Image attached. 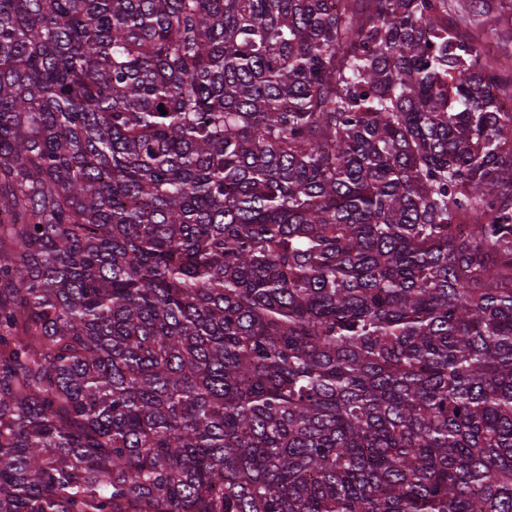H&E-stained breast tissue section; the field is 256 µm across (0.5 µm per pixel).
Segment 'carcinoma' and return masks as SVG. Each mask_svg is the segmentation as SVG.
<instances>
[{"label": "carcinoma", "instance_id": "cac0c4a2", "mask_svg": "<svg viewBox=\"0 0 512 512\" xmlns=\"http://www.w3.org/2000/svg\"><path fill=\"white\" fill-rule=\"evenodd\" d=\"M496 9L0 0V512H512Z\"/></svg>", "mask_w": 512, "mask_h": 512}]
</instances>
